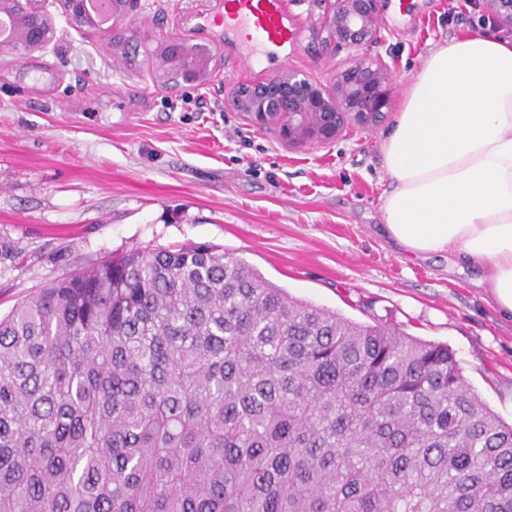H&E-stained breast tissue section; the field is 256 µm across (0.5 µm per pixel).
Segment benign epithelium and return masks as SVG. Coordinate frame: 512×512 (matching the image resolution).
Returning a JSON list of instances; mask_svg holds the SVG:
<instances>
[{
	"instance_id": "1",
	"label": "benign epithelium",
	"mask_w": 512,
	"mask_h": 512,
	"mask_svg": "<svg viewBox=\"0 0 512 512\" xmlns=\"http://www.w3.org/2000/svg\"><path fill=\"white\" fill-rule=\"evenodd\" d=\"M46 0H16L26 17L28 48H41L54 32L44 25ZM321 9L313 34L326 43L351 50L346 64L325 85L288 69L258 83L238 86L230 107L259 127L275 125L281 141L290 147L308 142L329 145L349 127L369 129L390 111L394 82L391 67L372 48L381 42L378 24L380 0H312ZM68 19L96 18L91 0H60ZM493 16L512 26V0H486ZM15 16L0 8V49H15L9 23ZM160 57L177 67L175 83L203 85L216 65L212 50L184 39H169Z\"/></svg>"
}]
</instances>
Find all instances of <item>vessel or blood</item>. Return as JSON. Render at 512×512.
<instances>
[{"label": "vessel or blood", "mask_w": 512, "mask_h": 512, "mask_svg": "<svg viewBox=\"0 0 512 512\" xmlns=\"http://www.w3.org/2000/svg\"><path fill=\"white\" fill-rule=\"evenodd\" d=\"M218 26L225 39L259 49L271 61L286 59L300 37L286 0H224Z\"/></svg>", "instance_id": "vessel-or-blood-1"}]
</instances>
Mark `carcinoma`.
<instances>
[{"instance_id": "carcinoma-1", "label": "carcinoma", "mask_w": 512, "mask_h": 512, "mask_svg": "<svg viewBox=\"0 0 512 512\" xmlns=\"http://www.w3.org/2000/svg\"><path fill=\"white\" fill-rule=\"evenodd\" d=\"M0 512H512V425L444 343L131 250L0 316Z\"/></svg>"}]
</instances>
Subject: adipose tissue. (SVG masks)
<instances>
[{
  "label": "adipose tissue",
  "mask_w": 512,
  "mask_h": 512,
  "mask_svg": "<svg viewBox=\"0 0 512 512\" xmlns=\"http://www.w3.org/2000/svg\"><path fill=\"white\" fill-rule=\"evenodd\" d=\"M386 235L408 255L447 254L512 315V39L437 46L382 144Z\"/></svg>",
  "instance_id": "adipose-tissue-1"
}]
</instances>
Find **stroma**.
<instances>
[{
    "label": "stroma",
    "mask_w": 512,
    "mask_h": 512,
    "mask_svg": "<svg viewBox=\"0 0 512 512\" xmlns=\"http://www.w3.org/2000/svg\"><path fill=\"white\" fill-rule=\"evenodd\" d=\"M223 0H137L114 25L74 29L54 0L57 35L41 50L0 52V314L40 288L135 248L207 244L258 268L292 297L358 322L447 343L469 384L512 423V318L448 258L412 259L381 229L389 189L381 144L395 112L336 143L291 149L227 102L237 85L290 68L329 83L350 56L312 36L320 11L288 0L302 39L287 65L240 61L208 25ZM381 0L394 100L439 43L480 27L486 5ZM123 35L125 52L112 47ZM207 45L208 83L157 86L160 41Z\"/></svg>",
    "instance_id": "35a3bbf8"
}]
</instances>
